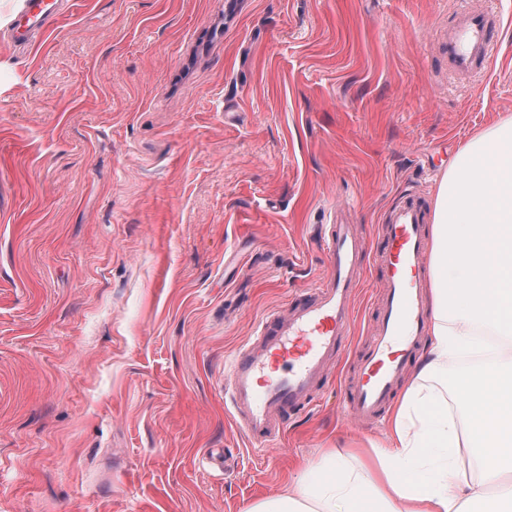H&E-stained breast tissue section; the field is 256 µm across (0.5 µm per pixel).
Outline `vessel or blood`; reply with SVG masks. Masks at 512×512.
Here are the masks:
<instances>
[{
	"label": "vessel or blood",
	"mask_w": 512,
	"mask_h": 512,
	"mask_svg": "<svg viewBox=\"0 0 512 512\" xmlns=\"http://www.w3.org/2000/svg\"><path fill=\"white\" fill-rule=\"evenodd\" d=\"M61 0H25L8 29L15 46L57 21ZM495 21L474 0H459L448 22L445 52L456 73L484 67L495 52ZM383 244L375 260L383 271L379 315L373 336L357 367L341 382L345 412L376 422L395 396V383L418 351L430 319L423 288L429 241L426 209L420 198L406 196L388 213ZM325 275L287 312L268 313L254 338L234 356L225 377L234 422L248 439L266 442L280 433L279 418L314 400L328 369L344 356L354 324L357 291L364 280L360 257L366 240L355 225L334 220L322 243Z\"/></svg>",
	"instance_id": "vessel-or-blood-1"
}]
</instances>
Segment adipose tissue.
Returning <instances> with one entry per match:
<instances>
[{
  "instance_id": "1",
  "label": "adipose tissue",
  "mask_w": 512,
  "mask_h": 512,
  "mask_svg": "<svg viewBox=\"0 0 512 512\" xmlns=\"http://www.w3.org/2000/svg\"><path fill=\"white\" fill-rule=\"evenodd\" d=\"M429 350L393 408L383 453L330 452L248 512H512V116L474 134L440 181L432 214ZM495 337L492 357L455 384L456 422L433 376ZM359 461L372 476L363 487Z\"/></svg>"
}]
</instances>
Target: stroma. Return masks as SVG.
<instances>
[{
    "label": "stroma",
    "instance_id": "obj_1",
    "mask_svg": "<svg viewBox=\"0 0 512 512\" xmlns=\"http://www.w3.org/2000/svg\"><path fill=\"white\" fill-rule=\"evenodd\" d=\"M457 0H74L0 43V512H246L387 445L337 386L371 333L376 227L432 205L512 114V0L448 69ZM370 251L350 350L270 449L224 409L262 317L312 288L335 210Z\"/></svg>",
    "mask_w": 512,
    "mask_h": 512
}]
</instances>
